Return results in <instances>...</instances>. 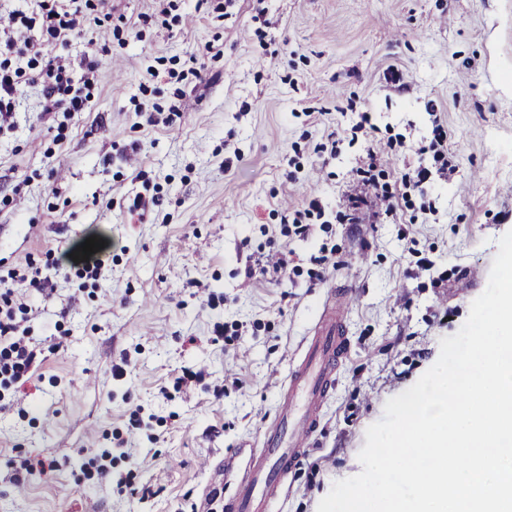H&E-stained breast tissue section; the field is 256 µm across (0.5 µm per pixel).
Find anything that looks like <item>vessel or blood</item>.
Returning a JSON list of instances; mask_svg holds the SVG:
<instances>
[{
  "label": "vessel or blood",
  "mask_w": 512,
  "mask_h": 512,
  "mask_svg": "<svg viewBox=\"0 0 512 512\" xmlns=\"http://www.w3.org/2000/svg\"><path fill=\"white\" fill-rule=\"evenodd\" d=\"M353 298L352 289L330 288L310 336L281 384L275 413L264 426L259 447L225 453L210 464L211 481L199 512H209L210 501L228 482L234 491L226 494L224 512H271L321 427L336 368L350 352L345 312Z\"/></svg>",
  "instance_id": "b4317fda"
}]
</instances>
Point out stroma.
Wrapping results in <instances>:
<instances>
[{
	"instance_id": "35a3bbf8",
	"label": "stroma",
	"mask_w": 512,
	"mask_h": 512,
	"mask_svg": "<svg viewBox=\"0 0 512 512\" xmlns=\"http://www.w3.org/2000/svg\"><path fill=\"white\" fill-rule=\"evenodd\" d=\"M73 5L50 51L96 61L86 111L45 115L26 79L0 130V276L51 279L21 291L37 356L0 390V512H191L345 283L351 350L273 506L317 512L512 231V0ZM372 156L393 211L338 221ZM91 237L98 276L71 258ZM267 255L286 274L248 277Z\"/></svg>"
}]
</instances>
